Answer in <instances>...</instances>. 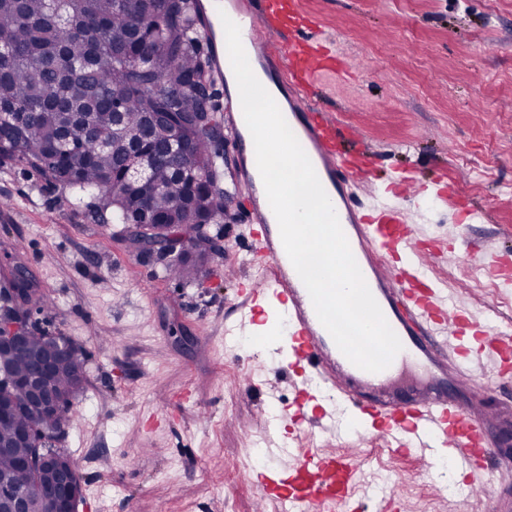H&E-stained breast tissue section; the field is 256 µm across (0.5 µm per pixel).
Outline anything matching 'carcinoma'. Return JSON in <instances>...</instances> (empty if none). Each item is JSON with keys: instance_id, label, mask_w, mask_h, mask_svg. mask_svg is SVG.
Returning a JSON list of instances; mask_svg holds the SVG:
<instances>
[{"instance_id": "1", "label": "carcinoma", "mask_w": 512, "mask_h": 512, "mask_svg": "<svg viewBox=\"0 0 512 512\" xmlns=\"http://www.w3.org/2000/svg\"><path fill=\"white\" fill-rule=\"evenodd\" d=\"M190 0H0V158L31 168L63 188L97 191L99 210L114 224H144L168 238L170 226L190 234L220 223L224 196L209 183L224 178L210 129L223 118L192 88L209 71ZM124 112L122 135L112 136V103ZM169 112L185 139V159L163 155L172 131L152 130L161 154L152 174L127 183L121 160L140 145L146 116ZM210 237L197 236L176 258L159 253L167 275L191 282L210 255ZM46 333L31 331L28 347L4 359L15 375L31 365ZM73 366H61L56 389L68 393ZM62 404L43 429L70 421ZM18 486L37 472L0 456V473Z\"/></svg>"}]
</instances>
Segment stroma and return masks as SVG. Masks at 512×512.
<instances>
[{"label": "stroma", "mask_w": 512, "mask_h": 512, "mask_svg": "<svg viewBox=\"0 0 512 512\" xmlns=\"http://www.w3.org/2000/svg\"><path fill=\"white\" fill-rule=\"evenodd\" d=\"M335 39L316 72L318 105L364 133L376 176L406 169L446 202L407 215L438 258L425 274L449 302L512 336V0H300ZM222 255L185 284L95 224L91 193L0 163V280L23 265L53 306L47 332L86 351L84 383L56 445L82 477L78 512H252L254 479L297 447L400 469L387 512H482L450 497L350 417L294 432L284 338L237 325L236 293L258 276L235 176L224 178ZM480 251L458 244L459 224Z\"/></svg>", "instance_id": "1"}]
</instances>
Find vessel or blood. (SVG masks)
<instances>
[{
  "label": "vessel or blood",
  "mask_w": 512,
  "mask_h": 512,
  "mask_svg": "<svg viewBox=\"0 0 512 512\" xmlns=\"http://www.w3.org/2000/svg\"><path fill=\"white\" fill-rule=\"evenodd\" d=\"M240 28L241 40L253 72L263 73L267 91L277 105L288 108L287 123L325 189L364 279L403 349L385 370L364 371L338 349L319 321L306 287L289 260L279 226L268 203L255 159L251 133L238 107L239 91L223 36V18ZM202 28L213 29L202 52L210 62L213 82L224 89L225 127L237 148L236 175L253 224L250 250L260 269L243 285L242 326L278 321L288 338L289 358L335 407L351 410L355 419L391 439L398 450L434 470L443 457L471 464L468 496L484 504V512H498L497 450L488 429L467 403V396L485 394L490 386L512 384L497 371L498 348L473 349L457 344L445 352L437 335L447 325H461L474 336L488 329L463 311L448 306L436 292L418 294L396 279L390 266L403 264L410 276L433 263L435 254H420L410 245V227L400 221V203L418 207L429 191L418 185L401 189L391 180L369 205L359 204L353 186L371 178V158L361 134L305 99L311 78L325 52L322 33L301 15L297 0H209L196 14ZM493 365L492 380L480 382L472 364ZM417 377L418 391L408 400L393 394L401 372ZM356 471L354 462L328 454L298 451L292 468L270 469L257 482L259 501L277 498L289 512H335L345 501Z\"/></svg>",
  "instance_id": "vessel-or-blood-1"
}]
</instances>
